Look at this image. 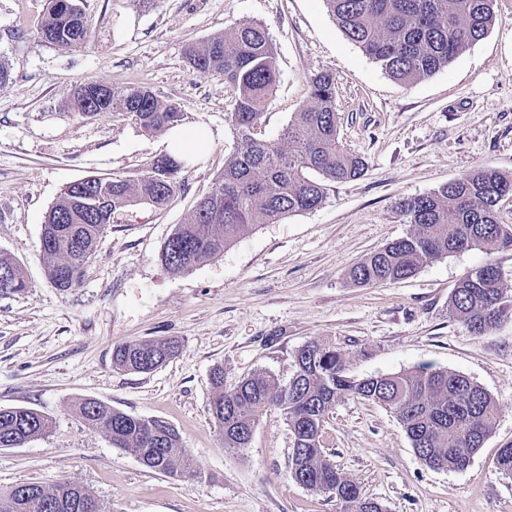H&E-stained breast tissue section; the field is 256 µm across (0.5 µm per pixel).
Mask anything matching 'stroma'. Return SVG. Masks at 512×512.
Segmentation results:
<instances>
[{
  "mask_svg": "<svg viewBox=\"0 0 512 512\" xmlns=\"http://www.w3.org/2000/svg\"><path fill=\"white\" fill-rule=\"evenodd\" d=\"M49 0H0V252L27 290L0 295V407H30L48 434L0 448V491L70 481L112 512H344L334 496L288 475L292 435L266 411L248 446L225 448L208 405L214 368L225 387L268 373L288 383L298 349L341 353L364 378L429 365L463 374L500 402L491 437L461 472L421 463L390 410L347 397L330 410L328 458L385 512H512V476L498 472L512 446V318L476 336L449 311L458 281L494 260L512 303V250H471L425 263L411 278L362 287L348 279L365 254L405 236L401 198L429 193L482 168L512 174V0H496L488 34L447 67L404 86L339 29L324 0H85L84 48L39 35ZM262 24L277 50L279 79L255 136L277 139L309 106L311 80L336 77L338 137L365 162L353 180L328 184L322 204L260 225L191 272L159 259L175 227L190 221L237 146L232 89L189 67L186 45ZM145 86L205 132L166 207L139 203L112 215L80 286L63 292L45 275V214L64 187L86 176L137 181L168 155L167 132L131 117L71 112L76 85ZM175 338L181 348L149 372L116 367L114 346ZM83 398L170 423L193 472L145 467L74 414Z\"/></svg>",
  "mask_w": 512,
  "mask_h": 512,
  "instance_id": "obj_1",
  "label": "stroma"
}]
</instances>
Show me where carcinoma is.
<instances>
[{
    "mask_svg": "<svg viewBox=\"0 0 512 512\" xmlns=\"http://www.w3.org/2000/svg\"><path fill=\"white\" fill-rule=\"evenodd\" d=\"M343 33L394 80L410 85L428 77L480 41L493 23L496 0H325ZM40 31L52 43L85 47L90 42L82 0H50ZM189 65L203 76L220 75L235 94L231 123L238 145L224 159V170L199 199L191 220L179 224L164 243L160 260L175 274L188 273L203 260L224 253L259 224L318 207L329 183L359 176L364 162L341 145L336 121L335 77L321 72L311 79L312 104L294 113L280 138L258 140L268 95L279 71L277 51L265 27L246 22L228 34L190 45ZM71 110L129 116L148 131L170 129L182 121L177 106L138 86L109 87L105 102L76 94ZM172 156L147 164L130 182L117 177L80 178L69 183L46 213L41 249L46 274L60 290L81 284L107 225L82 205L101 197L112 210L133 203L164 206L181 186L183 167ZM512 196V176L485 168L443 184L437 190L398 202L410 232L365 255L350 270L358 286L396 283L412 277L432 259L462 251L488 255L512 249V225L499 222L502 200ZM27 288L14 259L0 252V294ZM502 275L489 261L454 288L450 312L470 332L482 334L512 313L503 302ZM174 340H134L116 348L114 362L147 373L175 357ZM209 415L224 447H248L260 417L279 409L293 435L289 474L304 487L328 492L347 504V512H383L324 455L322 433L336 402L356 396L391 410L416 456L436 470L462 471L471 455L491 436L499 402L467 377L446 370L355 378L334 349L306 345L295 356V373L285 385L267 374L224 388V370L213 371ZM75 415L112 444L133 453L146 467L169 475L190 470L180 435L168 422L142 418L95 398L79 401ZM50 427L41 412L0 408V448H19ZM87 489L60 482L51 487L27 483L0 496L11 512H78L76 501L93 500Z\"/></svg>",
    "mask_w": 512,
    "mask_h": 512,
    "instance_id": "obj_1",
    "label": "carcinoma"
}]
</instances>
